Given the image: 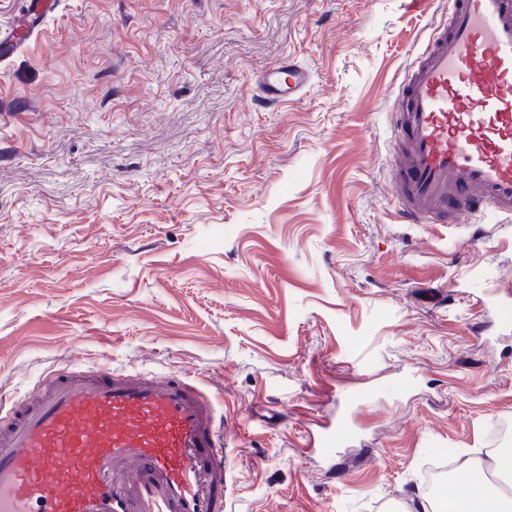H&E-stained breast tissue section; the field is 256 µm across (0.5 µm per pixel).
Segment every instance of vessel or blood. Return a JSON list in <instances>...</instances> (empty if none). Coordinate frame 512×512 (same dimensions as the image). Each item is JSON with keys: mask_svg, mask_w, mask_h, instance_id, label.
I'll return each mask as SVG.
<instances>
[{"mask_svg": "<svg viewBox=\"0 0 512 512\" xmlns=\"http://www.w3.org/2000/svg\"><path fill=\"white\" fill-rule=\"evenodd\" d=\"M310 81L288 61L255 84L275 104ZM391 115L402 223L511 218L512 0H448ZM228 427L188 372L67 358L33 397H0V512H224ZM350 437L330 423L306 446L328 457Z\"/></svg>", "mask_w": 512, "mask_h": 512, "instance_id": "vessel-or-blood-1", "label": "vessel or blood"}]
</instances>
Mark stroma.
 I'll list each match as a JSON object with an SVG mask.
<instances>
[{"label": "stroma", "mask_w": 512, "mask_h": 512, "mask_svg": "<svg viewBox=\"0 0 512 512\" xmlns=\"http://www.w3.org/2000/svg\"><path fill=\"white\" fill-rule=\"evenodd\" d=\"M407 0H57L0 60V390L69 354L219 396L226 512H411L512 448V220L402 224ZM294 60L306 94L265 105ZM369 396L327 461L307 434ZM311 81L310 73L293 60L262 72L255 79L263 99L269 104L282 100H295L301 96Z\"/></svg>", "instance_id": "35a3bbf8"}]
</instances>
